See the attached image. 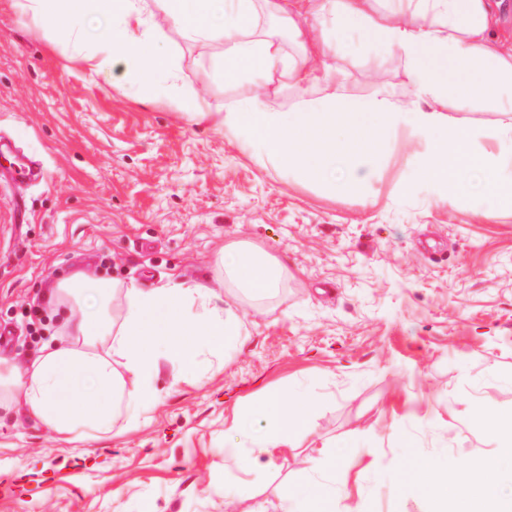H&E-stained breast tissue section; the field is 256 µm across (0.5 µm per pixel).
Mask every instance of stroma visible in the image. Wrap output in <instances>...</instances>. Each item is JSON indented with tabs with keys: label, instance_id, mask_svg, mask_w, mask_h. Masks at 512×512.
<instances>
[{
	"label": "stroma",
	"instance_id": "1",
	"mask_svg": "<svg viewBox=\"0 0 512 512\" xmlns=\"http://www.w3.org/2000/svg\"><path fill=\"white\" fill-rule=\"evenodd\" d=\"M165 32L178 87L215 107L242 98L217 48ZM379 52L350 45L348 95L371 93ZM233 241L287 260L288 278L262 305L239 301L243 335L223 361L202 355L198 380L173 391L161 368L149 426L67 450L27 415L0 417V512H224L228 499L252 512L282 484L306 488L319 455L357 459L336 475L350 512H433L408 488L420 460L453 470L495 453L470 409L512 407V210L421 180L402 157L363 203L295 181L0 0V356L37 355L50 334L21 313L68 272L209 285ZM298 389L317 399L310 431L246 495L232 419Z\"/></svg>",
	"mask_w": 512,
	"mask_h": 512
}]
</instances>
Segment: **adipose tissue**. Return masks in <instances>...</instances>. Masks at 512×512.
<instances>
[{"instance_id":"obj_1","label":"adipose tissue","mask_w":512,"mask_h":512,"mask_svg":"<svg viewBox=\"0 0 512 512\" xmlns=\"http://www.w3.org/2000/svg\"><path fill=\"white\" fill-rule=\"evenodd\" d=\"M36 29L82 53L83 26L92 13L110 17L96 37V69L133 63L141 95L159 82L174 83L170 55L159 52L166 23L179 25L187 39L223 48L224 78L249 83L248 94L221 108L196 96L181 95L176 106L197 124L233 135L240 148L263 165L303 182L363 199L372 178L390 159L401 136L422 140L427 149L413 164L420 177L462 189L472 169L483 173L485 190L498 208L512 210V46L497 33L491 0H17ZM285 22L297 43V57L284 55L271 35L260 32L259 13ZM370 33L375 43L395 52L412 97L398 108L383 90L347 101L349 71L334 66L343 44ZM304 90L322 87L321 103L296 110L267 106L270 84ZM484 107L497 113L490 126L475 129L459 113ZM479 140L492 150H477ZM221 281L254 301L274 295L288 276L286 265L249 243H230L214 261ZM54 306L67 310L65 333L46 342L37 357L21 364L0 357V411L23 410L54 436L59 446L86 438L127 432L148 424L160 392V363H168L173 384L195 373L202 354L223 360L226 344L242 334V320L222 293L196 282L172 280L157 288L119 284L76 270L54 288ZM316 398L299 390L271 394L251 412L263 431L247 437L248 453L239 466L253 473L273 465L293 435L304 431ZM476 422L492 432L495 456L440 479L434 461H424L413 484L434 491L437 512L479 498L489 512H512V497L501 494L500 461L512 459V408L474 409ZM351 460H316L319 479L307 498L282 488L276 511L347 512L336 488L337 468Z\"/></svg>"}]
</instances>
